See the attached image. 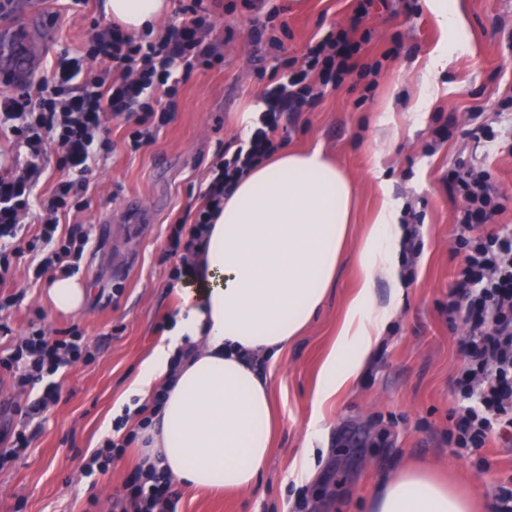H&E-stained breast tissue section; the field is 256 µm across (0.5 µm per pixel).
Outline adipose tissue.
I'll list each match as a JSON object with an SVG mask.
<instances>
[{
    "instance_id": "1",
    "label": "adipose tissue",
    "mask_w": 512,
    "mask_h": 512,
    "mask_svg": "<svg viewBox=\"0 0 512 512\" xmlns=\"http://www.w3.org/2000/svg\"><path fill=\"white\" fill-rule=\"evenodd\" d=\"M165 0H107L131 31L154 24ZM353 187L321 148H288L232 185L180 284L173 323L142 362L121 404L166 397L141 431L142 466L174 481L246 491L266 469L273 446L269 383L252 360L277 356L303 335L336 284L351 232ZM404 230L386 207L358 245L362 288L319 371L312 404L321 409L356 382L373 358L385 322L404 295L398 254ZM384 279L388 304L373 286ZM191 348L188 359L179 350ZM368 512H473L472 500L430 468L389 479Z\"/></svg>"
}]
</instances>
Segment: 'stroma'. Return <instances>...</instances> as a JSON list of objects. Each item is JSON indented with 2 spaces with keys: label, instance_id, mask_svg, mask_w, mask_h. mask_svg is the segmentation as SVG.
<instances>
[{
  "label": "stroma",
  "instance_id": "obj_1",
  "mask_svg": "<svg viewBox=\"0 0 512 512\" xmlns=\"http://www.w3.org/2000/svg\"><path fill=\"white\" fill-rule=\"evenodd\" d=\"M220 2L211 37L221 45L222 61L180 83L168 123L140 151L128 148L126 126L107 120L112 151L90 176L91 206L61 220L60 232L79 224L90 238L74 272L89 290L83 310L50 306L53 275L34 278L28 254L9 287L0 288V299H16L0 311L10 328L0 350L24 335L38 312L49 338L78 330L92 354L55 374L58 403L26 426L29 448L0 467V512H112L113 494L135 468V448L103 470L88 471L86 464L176 303L177 260L166 253L174 223L200 207L199 189L218 152L244 136L243 118L256 111L266 86L261 73L301 56L314 36L349 30L359 4L262 0L277 15L259 41L255 10L243 0ZM457 6L466 21L458 35L440 27L433 0L369 7L358 34L362 63L381 66L376 89L367 91V78L354 74L308 111L289 116L285 146L322 148L351 179L353 243L317 317L264 364L280 422L265 472L242 493L177 489V512H366L381 484L418 465L433 467L480 503L512 489V437L491 438L475 451L454 445L459 398L453 384L464 368L465 327L442 308L462 256L455 244L459 204L441 184L454 164L476 157L512 198V114L501 110L512 96V0H457ZM105 16V0H48L25 36L30 81L48 75L63 53L85 51L93 24ZM271 36L280 38L281 49L269 46ZM442 53L446 61L433 65ZM477 111L497 132L495 142L477 145L466 137ZM445 125L451 134L443 141L434 131ZM387 202L407 210L418 229L420 252L405 259L413 278L366 375L324 405L322 431L312 440L311 392L360 283L354 243ZM303 459L311 478L294 472Z\"/></svg>",
  "mask_w": 512,
  "mask_h": 512
}]
</instances>
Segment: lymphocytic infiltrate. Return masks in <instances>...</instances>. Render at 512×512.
<instances>
[{"label":"lymphocytic infiltrate","mask_w":512,"mask_h":512,"mask_svg":"<svg viewBox=\"0 0 512 512\" xmlns=\"http://www.w3.org/2000/svg\"><path fill=\"white\" fill-rule=\"evenodd\" d=\"M202 0L180 7V22L161 33H135L120 24L94 25L85 54L63 58L51 77L25 85L18 94L0 98V126L24 144L27 155L22 176L0 178V288L14 258L22 252L38 256L35 277L51 270L69 271L82 259L89 236L82 227L58 237L61 214L83 211L84 196L94 166L112 151L106 118L129 127L128 146L138 151L152 143L155 130L169 120L177 88L171 78L175 65L184 74L209 70L222 55L209 38L215 27L199 11ZM360 44L346 33L327 31L302 60L282 61L283 73L270 78L260 101L262 109L233 153H222L201 189L203 204L189 229L173 228L168 252L179 255L182 272H190L204 234L220 210L227 191L254 163L269 159L275 137L289 114L303 111L316 95L315 86H339L347 76L378 74V66L359 64ZM61 151L59 166L68 177L57 182L43 201L36 233L21 218L46 168V143ZM451 198L460 202L457 250L463 263L448 289L444 308L449 321H461L466 336L461 348L466 368L454 390L461 402L456 414V444L484 448L491 435H512V229L505 227L473 235L474 226L493 221L505 210L503 196L483 163H462L444 180ZM28 236L26 247L18 237ZM87 346L78 332L48 338L38 321H30L27 336L0 354V373L10 374L19 393L39 389L37 398L14 405L22 421L41 416L59 399L51 377L65 365L81 361ZM177 498L164 470L137 469L112 500V512H175Z\"/></svg>","instance_id":"obj_1"}]
</instances>
